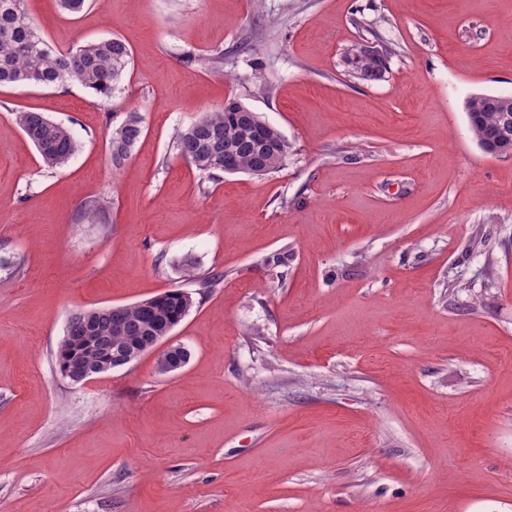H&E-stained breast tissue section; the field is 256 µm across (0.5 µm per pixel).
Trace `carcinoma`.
Masks as SVG:
<instances>
[{
	"label": "carcinoma",
	"instance_id": "1",
	"mask_svg": "<svg viewBox=\"0 0 512 512\" xmlns=\"http://www.w3.org/2000/svg\"><path fill=\"white\" fill-rule=\"evenodd\" d=\"M132 53L119 38L109 37L61 51L53 48L38 31L26 0H0V86L34 85L64 87L79 83L100 100L112 97L116 85L131 63ZM349 65L370 72L372 80L382 79L387 61L371 62L353 52ZM468 110L478 114L480 126L469 125L476 142L500 134L512 113L502 111L499 95L479 94L468 100ZM15 121L37 149L49 168L65 165L76 150L70 130L48 119L44 113L20 110ZM142 134L140 118L130 114L110 139L112 166L119 168ZM175 149L199 172L215 178L224 173V163L237 171L254 174L256 167L272 162L277 150L273 131L245 126L242 116L225 107L205 113L180 130ZM106 210V202L94 200L84 205L83 219L95 223ZM192 293L182 288L162 292L158 300L145 299L122 306L79 309L69 319L60 345L57 364L61 371L96 367L112 362L124 366L129 350L147 348L155 338L171 332L193 308Z\"/></svg>",
	"mask_w": 512,
	"mask_h": 512
}]
</instances>
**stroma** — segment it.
Instances as JSON below:
<instances>
[{
    "label": "stroma",
    "mask_w": 512,
    "mask_h": 512,
    "mask_svg": "<svg viewBox=\"0 0 512 512\" xmlns=\"http://www.w3.org/2000/svg\"><path fill=\"white\" fill-rule=\"evenodd\" d=\"M26 6L56 48L115 36L132 63L105 102L0 87V512H512V155L466 116L512 95V0ZM364 40L381 81L344 63ZM229 98L288 139L278 171L214 180L176 153ZM22 109L70 130L67 164ZM189 265L220 282L171 333L183 368L61 375L74 310ZM15 121L47 167H62L74 154L76 142L70 130L51 121L44 113L20 110L15 113ZM142 134L140 118L131 113L127 119L118 126L110 139V150L113 167H121L130 155L131 149Z\"/></svg>",
    "instance_id": "stroma-1"
}]
</instances>
